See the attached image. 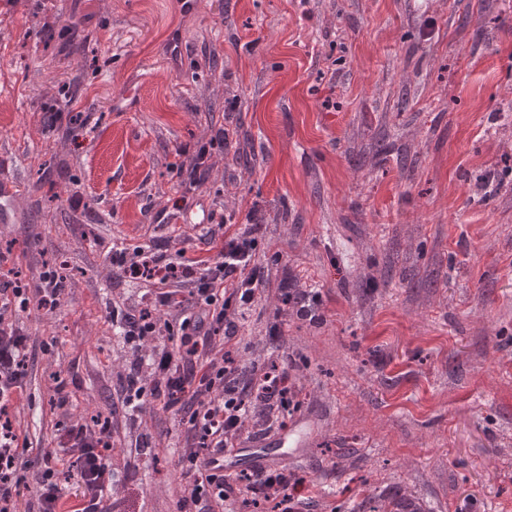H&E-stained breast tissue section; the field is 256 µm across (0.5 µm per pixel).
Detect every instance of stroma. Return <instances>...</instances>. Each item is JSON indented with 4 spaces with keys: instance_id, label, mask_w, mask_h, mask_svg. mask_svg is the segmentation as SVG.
<instances>
[{
    "instance_id": "1",
    "label": "stroma",
    "mask_w": 512,
    "mask_h": 512,
    "mask_svg": "<svg viewBox=\"0 0 512 512\" xmlns=\"http://www.w3.org/2000/svg\"><path fill=\"white\" fill-rule=\"evenodd\" d=\"M220 129L205 184L153 223ZM0 177L22 184V223H0L20 280L70 273L56 310L21 315L30 454L113 417L111 494L179 512L180 416L120 399L110 312L144 287L104 274L113 246L180 233L193 256L203 220L255 208L238 358L296 354L316 434L283 456L245 442L236 472L294 471L311 512H371L394 486L428 512H512V0H0ZM292 280L319 288L317 322L284 304Z\"/></svg>"
}]
</instances>
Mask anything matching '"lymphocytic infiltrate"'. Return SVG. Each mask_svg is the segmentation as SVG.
Here are the masks:
<instances>
[{
    "mask_svg": "<svg viewBox=\"0 0 512 512\" xmlns=\"http://www.w3.org/2000/svg\"><path fill=\"white\" fill-rule=\"evenodd\" d=\"M257 232L250 224L209 233L200 240L204 254L197 258L158 241L112 252L113 268L146 286L140 304L112 310L116 336L136 357L127 399L158 400L182 414L180 502L193 505L194 512H224L227 501L243 496L274 501L278 512L310 509L296 474L256 467L234 475L225 473L222 463L224 454L269 435L302 406L301 392L290 380L295 363L248 373L234 356L239 323L262 283L255 263ZM63 292L51 268L22 284L14 260L0 252V512H17L25 490L31 491L36 512H128L124 497L103 499L115 478L110 419L66 425L46 456V468L36 474L12 415L24 395L32 355L16 311L32 302L54 310ZM73 461L79 464L80 492L72 506L58 474Z\"/></svg>",
    "mask_w": 512,
    "mask_h": 512,
    "instance_id": "lymphocytic-infiltrate-1",
    "label": "lymphocytic infiltrate"
}]
</instances>
